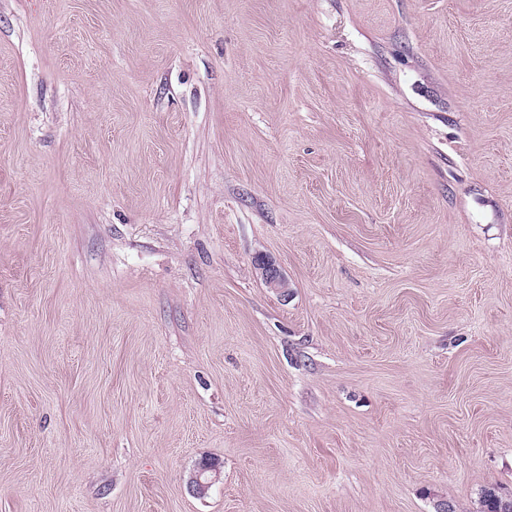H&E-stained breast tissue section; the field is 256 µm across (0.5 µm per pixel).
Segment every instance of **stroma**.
<instances>
[{"mask_svg": "<svg viewBox=\"0 0 512 512\" xmlns=\"http://www.w3.org/2000/svg\"><path fill=\"white\" fill-rule=\"evenodd\" d=\"M486 488L512 494V0H0V512ZM257 266L260 277L268 288L285 292L288 288V280L278 266L269 260H261Z\"/></svg>", "mask_w": 512, "mask_h": 512, "instance_id": "1", "label": "stroma"}]
</instances>
